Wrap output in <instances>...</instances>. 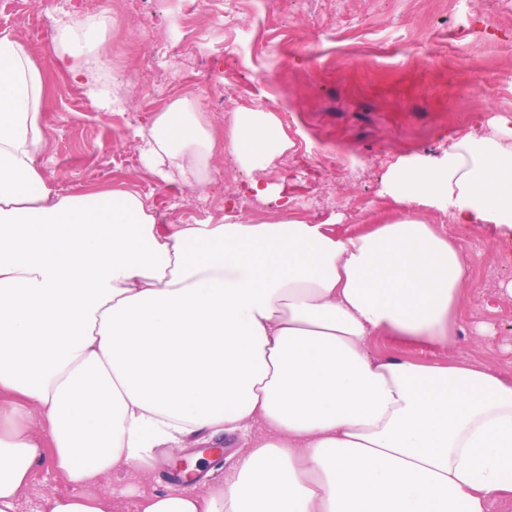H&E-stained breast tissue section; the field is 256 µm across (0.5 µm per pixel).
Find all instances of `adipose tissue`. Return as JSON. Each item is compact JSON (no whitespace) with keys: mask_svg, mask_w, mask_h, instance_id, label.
<instances>
[{"mask_svg":"<svg viewBox=\"0 0 512 512\" xmlns=\"http://www.w3.org/2000/svg\"><path fill=\"white\" fill-rule=\"evenodd\" d=\"M58 65L97 106L109 45L98 22L64 21ZM45 81L0 33V512H17L44 446L76 486L41 512H123L90 492L142 472L158 448L260 425L197 490L137 497L132 512H485L512 502V380L474 364L381 357L455 342L461 250L418 217L512 223V119L453 138L433 161L392 168L407 212L340 236L293 215L163 224L139 193L60 195L39 167ZM160 183L205 188L228 155L255 177L294 147L271 110L216 131L197 101L172 99L135 132Z\"/></svg>","mask_w":512,"mask_h":512,"instance_id":"ef3b65f1","label":"adipose tissue"}]
</instances>
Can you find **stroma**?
I'll use <instances>...</instances> for the list:
<instances>
[{
    "mask_svg": "<svg viewBox=\"0 0 512 512\" xmlns=\"http://www.w3.org/2000/svg\"><path fill=\"white\" fill-rule=\"evenodd\" d=\"M103 19L122 109L93 107L57 67L54 36L64 14ZM179 0H147L143 13L121 0H0V32L25 44L47 81L44 178L60 194L109 184L147 196L164 223L220 217L276 220L281 201L259 200L247 173L218 158L206 191L161 186L145 170L133 131L177 96L197 99L218 124L239 107L285 117L295 143L260 176L287 183L293 214L333 221L340 235L387 224L398 206L383 192L387 171L442 154L452 138L487 135L512 118V0H202L190 28ZM420 218L461 248L467 266L458 303V341L449 352L413 351L481 363L512 379V227ZM169 452L146 473L113 474L98 493L128 500L169 482ZM63 473L34 470L18 512H37L73 492Z\"/></svg>",
    "mask_w": 512,
    "mask_h": 512,
    "instance_id": "obj_1",
    "label": "stroma"
}]
</instances>
